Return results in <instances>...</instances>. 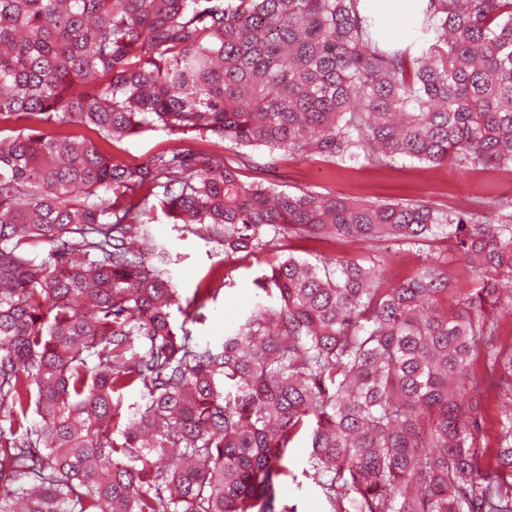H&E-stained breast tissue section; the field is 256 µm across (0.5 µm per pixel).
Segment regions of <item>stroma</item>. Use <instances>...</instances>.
I'll return each mask as SVG.
<instances>
[{
	"instance_id": "1",
	"label": "stroma",
	"mask_w": 512,
	"mask_h": 512,
	"mask_svg": "<svg viewBox=\"0 0 512 512\" xmlns=\"http://www.w3.org/2000/svg\"><path fill=\"white\" fill-rule=\"evenodd\" d=\"M177 146H189L228 159L234 156L227 143L217 138L193 133L176 137L161 129L104 144L103 149L125 163L142 164L154 154ZM267 179L276 189L288 192L333 193L363 201L429 199L458 208L467 207L472 194L486 187L498 194L512 195L510 172L464 176L451 165L434 169L409 159L398 160L382 169L362 159L332 163L319 157L293 159L282 155ZM150 231L175 257L172 271L182 295H192L194 288L211 271L223 276L224 287L217 301L208 306L205 320L190 326L194 336L212 343L221 342L225 327L237 323L251 309L256 300L254 279L278 258L292 255L311 260L318 256L352 258L364 254L362 246L350 239L310 237L280 240L274 248L239 253L228 259L222 247L184 230L182 225L159 219L151 224Z\"/></svg>"
}]
</instances>
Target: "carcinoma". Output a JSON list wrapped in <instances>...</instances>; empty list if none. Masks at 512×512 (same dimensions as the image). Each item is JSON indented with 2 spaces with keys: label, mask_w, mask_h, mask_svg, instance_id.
<instances>
[{
  "label": "carcinoma",
  "mask_w": 512,
  "mask_h": 512,
  "mask_svg": "<svg viewBox=\"0 0 512 512\" xmlns=\"http://www.w3.org/2000/svg\"><path fill=\"white\" fill-rule=\"evenodd\" d=\"M412 2L399 41L364 0H0V512H297L300 434L327 512H512V394L493 448L487 428L512 375V196L261 177L279 152L512 172V0ZM72 124L210 134L257 176L186 147L127 164ZM160 216L227 259L301 236L372 255L277 260L213 345L171 321L219 289L182 296ZM403 244L425 252L392 283Z\"/></svg>",
  "instance_id": "carcinoma-1"
}]
</instances>
